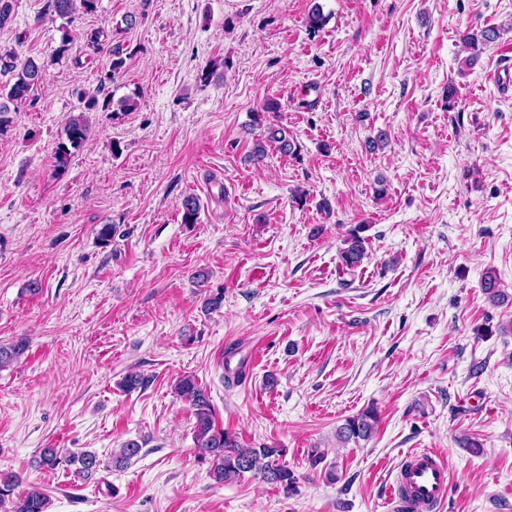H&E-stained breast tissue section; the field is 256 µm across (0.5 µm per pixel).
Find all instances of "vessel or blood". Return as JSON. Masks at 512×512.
I'll list each match as a JSON object with an SVG mask.
<instances>
[{
  "instance_id": "vessel-or-blood-1",
  "label": "vessel or blood",
  "mask_w": 512,
  "mask_h": 512,
  "mask_svg": "<svg viewBox=\"0 0 512 512\" xmlns=\"http://www.w3.org/2000/svg\"><path fill=\"white\" fill-rule=\"evenodd\" d=\"M448 490L446 460L429 449L412 453L388 487L390 512H440Z\"/></svg>"
}]
</instances>
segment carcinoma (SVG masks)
<instances>
[{
    "instance_id": "cac0c4a2",
    "label": "carcinoma",
    "mask_w": 512,
    "mask_h": 512,
    "mask_svg": "<svg viewBox=\"0 0 512 512\" xmlns=\"http://www.w3.org/2000/svg\"><path fill=\"white\" fill-rule=\"evenodd\" d=\"M97 0H49L48 10L60 17L70 16L78 11L92 12ZM499 31L495 27H486L477 31H467L460 35L462 46L474 53L485 45L495 41ZM44 66L42 63L28 57L18 61L17 53L13 50L0 51V76L8 80L0 82V115L9 111V105L18 104L27 99L28 93L43 79ZM89 128L84 116H72L67 121L60 134L53 159V174L58 175L67 167L74 152L86 142ZM276 145L279 152L289 155L295 152L294 144L289 140L286 130L278 124L268 123L260 138L255 140L249 160L255 165L262 164L267 156V144ZM366 240L353 230L345 241L341 252L342 262L348 268L360 264L365 257ZM27 348L23 341L9 347H0V366L22 356ZM175 392L188 403L192 410L194 422V441L196 447L209 455L211 461L210 474L217 482L239 478L246 473L260 477L271 484H280L291 490L296 483L294 473L286 466L277 463L282 456L281 448H244L228 433L215 429L214 408L208 392L197 385L193 378L187 376L180 379ZM376 416L371 410L362 411L348 419L337 429V439L346 444L368 439L373 430ZM142 446L134 441H128L119 452L113 456L112 463L116 468H122L129 460L139 455ZM36 467L46 470H56L59 467H75V473L85 479L91 478L98 470V459L91 451L79 453H63L56 448H42L36 455ZM14 479L6 477L0 480V512H46L47 498L38 491H32L25 496L12 497Z\"/></svg>"
}]
</instances>
